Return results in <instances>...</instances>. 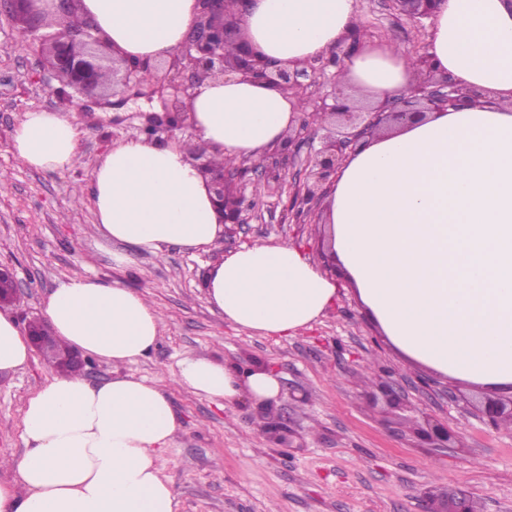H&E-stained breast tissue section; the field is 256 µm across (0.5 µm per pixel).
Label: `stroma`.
Masks as SVG:
<instances>
[{
    "mask_svg": "<svg viewBox=\"0 0 512 512\" xmlns=\"http://www.w3.org/2000/svg\"><path fill=\"white\" fill-rule=\"evenodd\" d=\"M357 27L410 57L428 49L432 19L414 22L392 0H356ZM0 13V264L24 289L13 311L19 323L42 316L49 293L75 276L118 281L161 313L157 348L131 365L157 380L181 427L155 464L171 483L177 512H420L425 491L469 490L481 512H512V428L489 426L471 408L478 389L403 360L368 319L351 284L339 277L325 317L288 337L237 329L208 303L204 284L215 254L255 243H292L323 271L337 275L329 253L322 202L295 217L290 199L305 181L308 160L322 145L325 123L313 107L310 137L296 166L276 183L247 174L238 194L251 203L249 222L221 238L216 253L167 248L143 252L128 265L112 255L120 244L93 229L89 180L116 143L140 136L148 116L164 112L167 91L152 80L109 106L89 104L53 78L45 52L21 41ZM81 108L79 157L65 173L24 166L10 140L24 112ZM207 356L237 366H275L281 393L271 414L248 398L224 403L174 383L178 359ZM39 355L0 376V454L22 456L21 420L29 395L50 375ZM402 380L401 409L388 406L384 386ZM448 426L452 447L432 448L422 430Z\"/></svg>",
    "mask_w": 512,
    "mask_h": 512,
    "instance_id": "35a3bbf8",
    "label": "stroma"
}]
</instances>
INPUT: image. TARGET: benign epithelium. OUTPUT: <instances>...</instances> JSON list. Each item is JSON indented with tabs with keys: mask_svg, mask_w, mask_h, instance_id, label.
I'll return each instance as SVG.
<instances>
[{
	"mask_svg": "<svg viewBox=\"0 0 512 512\" xmlns=\"http://www.w3.org/2000/svg\"><path fill=\"white\" fill-rule=\"evenodd\" d=\"M46 0H0L8 4L21 25L26 28L32 41L46 50L49 63L54 74L64 73L68 84L77 92L87 94L98 88L101 72L112 69L113 86L105 95L107 102L116 95L125 94L131 83L138 82V74L151 68L148 62H135L112 52V47L103 39L93 34L89 26L80 36H69L58 33L42 34L43 23L39 11L41 7L35 2ZM200 10L195 23L186 34L181 53L170 59L168 71L155 76L161 86L175 83L177 73L190 71L196 76L198 71L207 70L223 76L239 75L244 79L271 83L283 90L299 93L316 83V78L308 74L307 69L288 68L276 61L260 56L249 47L243 38L238 36L237 22L228 17L224 10V0H198ZM396 9L411 19L429 18L434 16L441 0H392ZM420 79L414 84L406 96L371 108H352L336 96V89L319 96L317 110L325 117L341 122L346 131L331 134L324 138L321 149L311 160V170L303 189L297 193L308 202L313 201L322 191L324 184L335 180L336 171L348 153L354 151L358 142L366 135L381 126L395 122L405 124L416 118L423 117L427 111L448 107L458 109L473 101L474 95L458 88L448 76L438 73L428 55L420 57ZM193 87L180 88L165 105L164 118L149 119L143 130L151 134L158 127L165 125L174 130L179 127L188 113L185 111V100L191 97ZM334 103L327 105V98ZM293 139H286L277 147L270 164L256 171L265 180L280 182L289 173V148ZM200 160L198 168L202 173L211 193L214 208L219 213V223L239 226L246 223L247 208L244 201L237 195L225 194L230 181L241 174L239 168L230 166L224 169H212L206 161V149L195 153ZM36 321L26 326V335L30 338L35 350L43 354L54 349L51 339L34 330ZM512 416V407L504 408L498 401L488 398L477 409V415L492 425L498 423L504 411ZM468 493L463 489L448 488L439 493H425L421 512H468L466 508Z\"/></svg>",
	"mask_w": 512,
	"mask_h": 512,
	"instance_id": "benign-epithelium-1",
	"label": "benign epithelium"
}]
</instances>
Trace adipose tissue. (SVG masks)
Returning <instances> with one entry per match:
<instances>
[{
  "label": "adipose tissue",
  "mask_w": 512,
  "mask_h": 512,
  "mask_svg": "<svg viewBox=\"0 0 512 512\" xmlns=\"http://www.w3.org/2000/svg\"><path fill=\"white\" fill-rule=\"evenodd\" d=\"M245 40L285 66L308 64L352 42L342 81L380 104L398 97L416 67L392 45L356 28L355 0H227ZM198 0H80L114 52L170 58ZM433 66L478 93L470 106L364 138L339 167L323 222L335 261L390 346L408 363L482 390L512 388V0H442L431 30ZM299 99L238 76H200L189 101L209 159H264L297 123ZM75 115L25 112L12 153L36 170L65 172L78 159ZM98 234L163 254L180 245L211 251L224 227L199 169L177 144L143 137L112 146L91 171ZM210 302L235 327L288 336L325 315L336 279L290 243H256L218 257L205 282ZM44 315L68 348L111 364V381L54 375L26 402L25 451L5 459L0 512H176L155 466L180 420L157 381L129 373L157 346L161 317L137 290L73 277L49 294ZM11 310L0 311V373L31 356ZM176 382L194 394L256 404L276 400L270 368L243 369L183 356Z\"/></svg>",
  "instance_id": "adipose-tissue-1"
}]
</instances>
